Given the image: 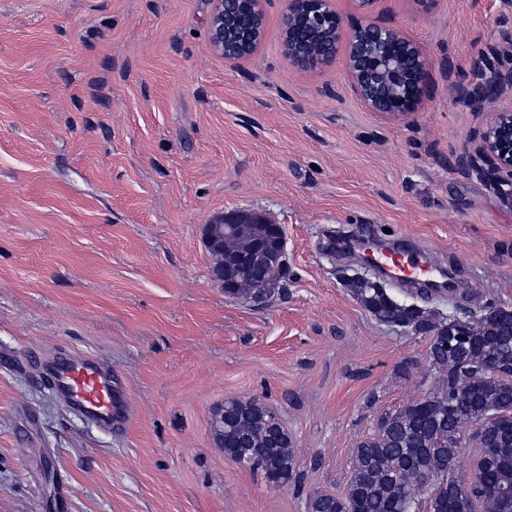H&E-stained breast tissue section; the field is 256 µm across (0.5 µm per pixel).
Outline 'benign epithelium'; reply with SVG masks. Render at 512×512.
Returning <instances> with one entry per match:
<instances>
[{"mask_svg": "<svg viewBox=\"0 0 512 512\" xmlns=\"http://www.w3.org/2000/svg\"><path fill=\"white\" fill-rule=\"evenodd\" d=\"M209 37L213 49L233 62L253 52L260 40L265 18V0H236L249 24L241 27L227 16L224 0H213ZM365 21L351 29L344 27L335 0H286L281 24L284 52L291 64L304 71L319 70L336 59L339 50L347 57V80L365 107L372 112L405 116L416 111L427 75L428 62L402 33L370 18L377 0H352ZM512 22L501 30V48L483 56L473 68L470 83L457 88L456 102L474 112L491 111L479 140L466 152V167L486 177L495 187L502 204L512 208ZM264 215L232 211L205 226V240L215 259V272L224 288L235 278L224 276V234L234 233L241 224H265ZM270 251L257 252L242 269L261 280L268 272L271 256L286 264V238L280 225H273Z\"/></svg>", "mask_w": 512, "mask_h": 512, "instance_id": "benign-epithelium-1", "label": "benign epithelium"}]
</instances>
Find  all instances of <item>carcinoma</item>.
<instances>
[{
  "label": "carcinoma",
  "instance_id": "obj_1",
  "mask_svg": "<svg viewBox=\"0 0 512 512\" xmlns=\"http://www.w3.org/2000/svg\"><path fill=\"white\" fill-rule=\"evenodd\" d=\"M346 286L375 319L430 337L427 359L443 374L437 391L386 416L378 431L353 449L342 496L317 492L309 512H512L497 490L512 483V309L490 307L466 324L399 302L372 278ZM472 428L481 448L475 471L461 477L455 464L461 434ZM211 428L224 455L288 486L297 468L288 433L274 413L254 401L228 399ZM430 488L421 501L417 490Z\"/></svg>",
  "mask_w": 512,
  "mask_h": 512
}]
</instances>
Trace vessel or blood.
Here are the masks:
<instances>
[{"label": "vessel or blood", "instance_id": "b4317fda", "mask_svg": "<svg viewBox=\"0 0 512 512\" xmlns=\"http://www.w3.org/2000/svg\"><path fill=\"white\" fill-rule=\"evenodd\" d=\"M374 268L398 283H414L443 289L448 285L444 269L406 248L378 247L370 254ZM60 397L83 419L111 424L117 407L112 391V374L103 364L90 360H65L51 371Z\"/></svg>", "mask_w": 512, "mask_h": 512}]
</instances>
